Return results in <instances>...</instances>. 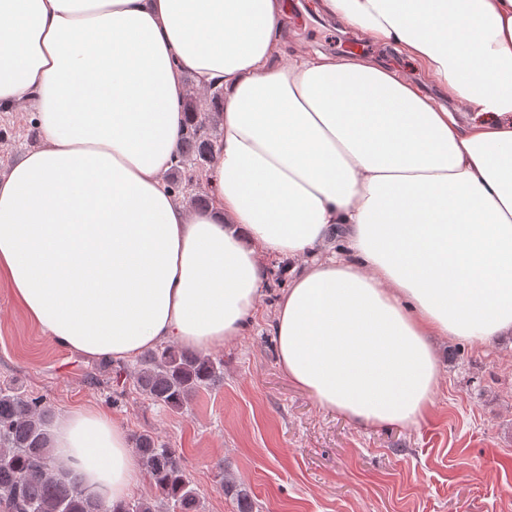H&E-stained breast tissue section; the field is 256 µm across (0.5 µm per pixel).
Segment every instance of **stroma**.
Masks as SVG:
<instances>
[{"mask_svg":"<svg viewBox=\"0 0 512 512\" xmlns=\"http://www.w3.org/2000/svg\"><path fill=\"white\" fill-rule=\"evenodd\" d=\"M280 61L302 52L344 55L342 24L302 12L288 19ZM361 56L443 91L392 46L359 39ZM31 105L0 109V174L39 148ZM288 263H268L266 294L245 336L209 350L221 377L179 410L136 389L135 360L115 378L103 358L55 343L0 284V385L43 398L52 415L99 409L126 434L147 432L175 448L201 496V512H237L220 488L234 478L253 512H512V335L437 342L440 380L417 426L370 429L321 408L277 361L272 323Z\"/></svg>","mask_w":512,"mask_h":512,"instance_id":"35a3bbf8","label":"stroma"}]
</instances>
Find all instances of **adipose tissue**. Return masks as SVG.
Masks as SVG:
<instances>
[{
	"label": "adipose tissue",
	"mask_w": 512,
	"mask_h": 512,
	"mask_svg": "<svg viewBox=\"0 0 512 512\" xmlns=\"http://www.w3.org/2000/svg\"><path fill=\"white\" fill-rule=\"evenodd\" d=\"M317 9L419 63L472 123L366 58L276 62L286 0H0V105L30 103L46 141L0 178V278L58 345L128 360L236 340L266 261H302L274 316L284 373L353 422L416 425L434 338L512 335V0ZM187 72L223 90L203 210L164 181ZM48 431L57 466L127 498L108 414Z\"/></svg>",
	"instance_id": "ef3b65f1"
}]
</instances>
